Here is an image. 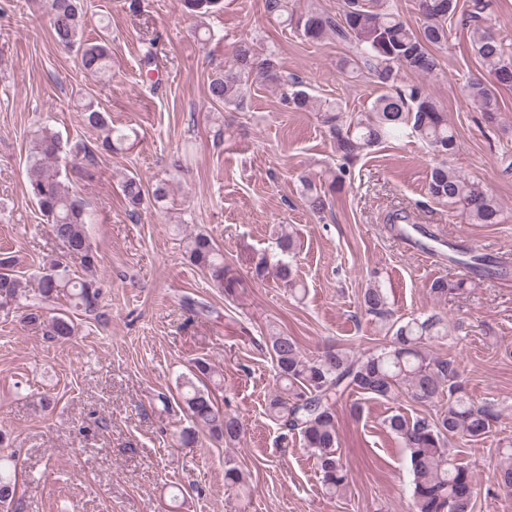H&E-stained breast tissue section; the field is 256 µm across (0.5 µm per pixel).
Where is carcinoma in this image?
I'll return each instance as SVG.
<instances>
[{
    "mask_svg": "<svg viewBox=\"0 0 512 512\" xmlns=\"http://www.w3.org/2000/svg\"><path fill=\"white\" fill-rule=\"evenodd\" d=\"M191 14L202 17L221 8V0H181ZM294 0H266L270 16L283 20L304 41L316 44L328 37L346 46L344 70L367 72L382 93L367 111L354 117L345 113L339 101L318 100L292 81L293 90L285 95L297 110L321 113L336 144V153L351 160L391 138L413 137L423 143L438 163L432 167L428 193L448 205V211L470 224H503L506 218L493 194L481 182L466 177L447 165L454 154L457 135L448 124L446 113L416 83H399L405 72L431 78L441 71L439 51L448 47L450 28L455 20L469 31L473 54L485 65L489 78H472L463 87L468 102L493 118L500 109L499 90L512 89V52L491 26V0H413L420 26L411 29L394 0H342L336 14L321 8L318 0H306L296 11ZM84 0H49V23L57 44L77 53L80 67L94 75L111 68L108 43L84 42ZM257 75L265 82L283 81L274 47L257 48L253 40L235 43L230 62L210 78L208 90L213 103L239 109L243 106L248 81ZM82 119L99 131L100 145L107 151L122 149L129 135L112 127L106 112L89 100L82 105ZM68 152L86 160L95 153L84 144L63 149L59 134L51 127H39L29 142L26 157L27 191L41 214L51 224L61 253L48 262L47 270L36 280V287L15 274L16 259L0 252V299L24 300L23 319L44 330L52 338L75 333V324L64 301L91 315L100 304L97 271L99 256L92 245L88 224L92 223L83 201L72 194L62 180L60 155ZM126 206L137 213L146 200L140 179L128 176L122 183ZM302 195L308 209L321 214L328 205L326 193L310 180L302 179ZM188 262L209 277L213 287H233L227 276L224 252L207 233L190 237L185 247ZM78 261L81 274L68 264ZM453 262L471 270H488L487 257L473 249L460 248ZM273 274L290 289L299 290L293 269L283 259L270 263L264 259L255 266L259 278ZM475 285L468 278L440 277L432 281L429 293L435 298L457 295ZM365 311L385 313L386 297L382 289L369 287L362 295ZM448 320L437 313L412 318L398 326L384 343L357 353L326 347L313 357L304 355L297 341L285 334L269 337L278 391L268 404L270 417L301 435L306 448L316 459L322 487L329 497L342 494L348 485L346 465L337 452V402L348 392L374 399H391L399 393L429 405L442 393H448V407L433 418L411 419L395 413L385 426L405 448L410 463L411 512H473L477 496L472 472L467 465L451 457L450 444L457 437L471 441L482 439L491 430L495 414L489 405L477 406L462 394L461 374L451 359H438L424 350L432 339L448 337ZM213 369L205 359L193 363L191 375L179 378L177 389L192 426L181 431L184 446L195 443L206 433L218 442L237 441L243 426L238 418L227 415L218 405L211 389ZM507 460L492 472L498 489L512 493V450ZM17 464L11 455L0 454V506L10 504L17 494Z\"/></svg>",
    "mask_w": 512,
    "mask_h": 512,
    "instance_id": "carcinoma-1",
    "label": "carcinoma"
}]
</instances>
